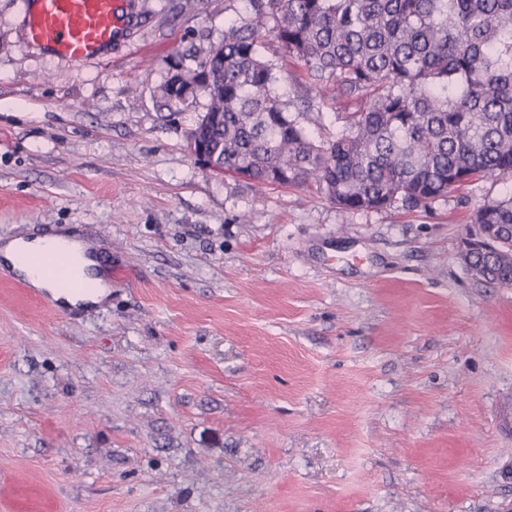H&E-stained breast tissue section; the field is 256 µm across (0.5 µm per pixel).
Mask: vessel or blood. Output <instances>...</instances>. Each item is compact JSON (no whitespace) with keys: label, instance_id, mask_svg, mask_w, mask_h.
I'll use <instances>...</instances> for the list:
<instances>
[{"label":"vessel or blood","instance_id":"obj_1","mask_svg":"<svg viewBox=\"0 0 512 512\" xmlns=\"http://www.w3.org/2000/svg\"><path fill=\"white\" fill-rule=\"evenodd\" d=\"M119 0H33L24 32L35 43L74 62L97 59L115 33Z\"/></svg>","mask_w":512,"mask_h":512}]
</instances>
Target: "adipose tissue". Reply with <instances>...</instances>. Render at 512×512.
<instances>
[{
	"label": "adipose tissue",
	"mask_w": 512,
	"mask_h": 512,
	"mask_svg": "<svg viewBox=\"0 0 512 512\" xmlns=\"http://www.w3.org/2000/svg\"><path fill=\"white\" fill-rule=\"evenodd\" d=\"M55 246L65 248L72 253L75 274L90 278L93 282L90 293L85 294L59 288L52 275L42 273L26 259L27 254L37 253ZM92 248V243L78 233L65 229L54 234L19 236L5 240L0 243V259L24 274L28 285L34 290L46 292L52 300L61 301L65 305L74 307L89 302L99 303L110 293V283L100 274V261L88 256Z\"/></svg>",
	"instance_id": "ef3b65f1"
}]
</instances>
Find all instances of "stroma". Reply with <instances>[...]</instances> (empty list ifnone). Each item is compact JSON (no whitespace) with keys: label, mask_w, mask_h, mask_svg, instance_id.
Returning <instances> with one entry per match:
<instances>
[{"label":"stroma","mask_w":512,"mask_h":512,"mask_svg":"<svg viewBox=\"0 0 512 512\" xmlns=\"http://www.w3.org/2000/svg\"><path fill=\"white\" fill-rule=\"evenodd\" d=\"M98 59L24 39L0 0V228L104 238L112 291L0 281V512H512V285L460 257L512 175L425 208L217 175L164 106L243 0H120ZM318 140L317 100L276 50Z\"/></svg>","instance_id":"35a3bbf8"}]
</instances>
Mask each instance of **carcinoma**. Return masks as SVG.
I'll use <instances>...</instances> for the list:
<instances>
[{
    "mask_svg": "<svg viewBox=\"0 0 512 512\" xmlns=\"http://www.w3.org/2000/svg\"><path fill=\"white\" fill-rule=\"evenodd\" d=\"M196 66L161 86L167 106L196 96L222 113L207 153L229 175L288 186L314 181L350 211L428 202L512 173V0H246ZM272 41L301 62L319 96L353 110L316 141L279 92ZM504 241L466 268L512 285V197L474 213Z\"/></svg>",
    "mask_w": 512,
    "mask_h": 512,
    "instance_id": "1",
    "label": "carcinoma"
}]
</instances>
